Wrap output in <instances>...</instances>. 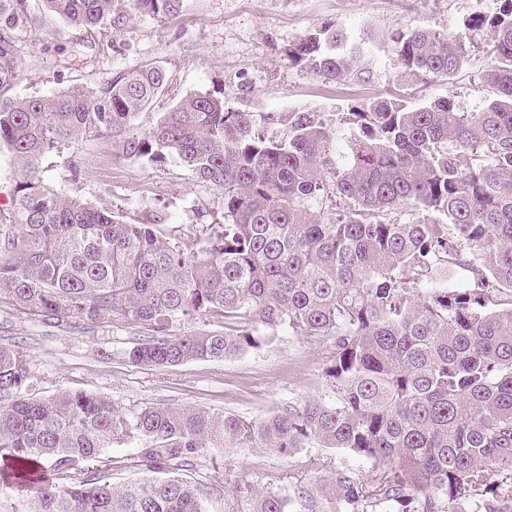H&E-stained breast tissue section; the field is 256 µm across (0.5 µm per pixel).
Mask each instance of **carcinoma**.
I'll use <instances>...</instances> for the list:
<instances>
[{
    "label": "carcinoma",
    "mask_w": 512,
    "mask_h": 512,
    "mask_svg": "<svg viewBox=\"0 0 512 512\" xmlns=\"http://www.w3.org/2000/svg\"><path fill=\"white\" fill-rule=\"evenodd\" d=\"M92 34L120 22L122 0H40ZM168 16L180 0H132ZM0 92L20 77L14 30L36 23L29 0H0ZM490 34L492 90L480 112L452 97L418 98L452 78ZM397 92L341 113L353 138L336 154L323 112H246L224 93L191 95L148 130L136 120L169 78L144 67L101 90L0 95V150L15 163L13 204L0 208V299L34 320L141 326L126 351L138 366L224 360L281 331L327 348L324 392L247 420L148 404L122 410L99 395L29 394L27 355L0 343V512H205L216 490L196 479L214 448L291 457L336 449L372 462L303 467L288 488L233 486L247 512H512V0L464 29L394 37ZM363 50L327 26L288 62L322 80L362 71ZM115 155L176 159L224 192V223L205 224L186 256L154 223L131 224L46 183V161L84 138ZM408 208L414 218L394 217ZM462 283L435 280L441 268ZM224 325L187 335V319ZM129 442L134 482L110 481L115 442ZM500 473L489 481L488 472Z\"/></svg>",
    "instance_id": "obj_1"
}]
</instances>
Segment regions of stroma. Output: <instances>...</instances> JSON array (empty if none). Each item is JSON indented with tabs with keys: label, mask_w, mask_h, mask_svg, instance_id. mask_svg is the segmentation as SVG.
Segmentation results:
<instances>
[{
	"label": "stroma",
	"mask_w": 512,
	"mask_h": 512,
	"mask_svg": "<svg viewBox=\"0 0 512 512\" xmlns=\"http://www.w3.org/2000/svg\"><path fill=\"white\" fill-rule=\"evenodd\" d=\"M496 0H182L177 14L156 17L124 0L123 19L110 36L88 42L84 31L38 13L32 29L17 33L21 76L8 96H50L73 86L103 88L120 74L152 65L170 75L167 92L138 117L156 124L186 96L223 91L230 106L249 112L308 109L335 115L395 92L403 80L393 49L396 33L429 26L457 32L469 16L491 13ZM343 26L363 42V71L327 82L290 65L288 49L302 35L328 25ZM487 35H479L466 65L450 80L419 84L426 100L453 96L463 112L482 111L489 88ZM79 164V180L70 164ZM56 191L97 207L122 210L127 222L154 219L174 231L185 252L196 249L200 225L224 221L222 191L191 180L177 161L162 165L113 155L106 138L79 141L53 159L47 173ZM141 327L115 322L88 329L82 323L32 321L0 302V342L19 345L32 373V396L61 390L106 396L127 410L148 403L203 408L260 419L281 406L322 391V345L279 336L262 349L227 360H192L178 366H136L126 351ZM336 451L308 448L295 457L214 452L200 471L259 487L285 486L290 469L335 461Z\"/></svg>",
	"instance_id": "stroma-1"
}]
</instances>
